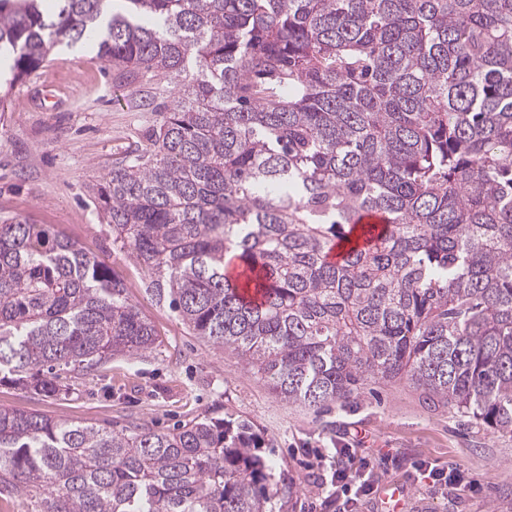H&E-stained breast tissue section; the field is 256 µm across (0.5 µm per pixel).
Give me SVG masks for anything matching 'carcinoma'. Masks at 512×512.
Wrapping results in <instances>:
<instances>
[{
    "label": "carcinoma",
    "mask_w": 512,
    "mask_h": 512,
    "mask_svg": "<svg viewBox=\"0 0 512 512\" xmlns=\"http://www.w3.org/2000/svg\"><path fill=\"white\" fill-rule=\"evenodd\" d=\"M0 0L11 84L58 44L171 85L91 193L194 333L312 408L404 378L512 434V0ZM368 214L382 224H364ZM105 261L0 218V375L153 349ZM247 420L117 431L0 408V487L40 512H271Z\"/></svg>",
    "instance_id": "carcinoma-1"
}]
</instances>
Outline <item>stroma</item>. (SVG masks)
<instances>
[{
	"label": "stroma",
	"mask_w": 512,
	"mask_h": 512,
	"mask_svg": "<svg viewBox=\"0 0 512 512\" xmlns=\"http://www.w3.org/2000/svg\"><path fill=\"white\" fill-rule=\"evenodd\" d=\"M9 106L0 113V216L53 228L99 256L123 279L129 299L152 322L158 343L143 355H118L101 368L72 375L64 399L0 381V407L110 429L143 424L168 430L194 417L243 418L270 448L273 512H512V436L471 424L433 404L407 380L367 385L346 403L319 409L283 401L247 371L232 351L214 349L147 290L149 277L112 246L89 188L142 148L172 103L167 83L119 75L85 44L59 45L25 82L0 74ZM373 460L375 493L324 506L323 486L336 464ZM463 470L467 486L426 488L419 464Z\"/></svg>",
	"instance_id": "obj_1"
}]
</instances>
